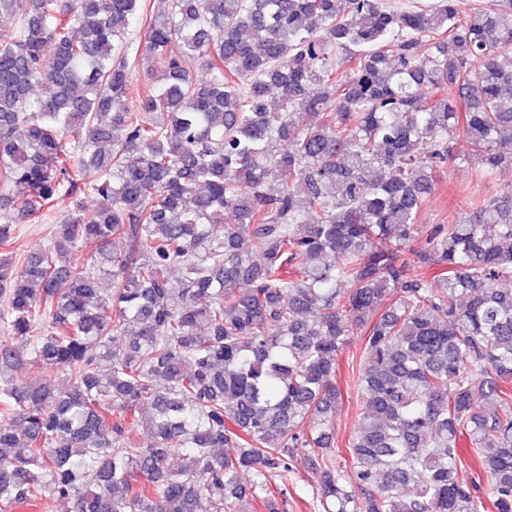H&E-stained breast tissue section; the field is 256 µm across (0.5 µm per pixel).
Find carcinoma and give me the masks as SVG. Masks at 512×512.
<instances>
[{
	"label": "carcinoma",
	"instance_id": "carcinoma-1",
	"mask_svg": "<svg viewBox=\"0 0 512 512\" xmlns=\"http://www.w3.org/2000/svg\"><path fill=\"white\" fill-rule=\"evenodd\" d=\"M168 2L0 0V248L53 224L0 259V512H243L299 452L324 512H512V187L421 223L456 133L512 166V0ZM52 225L40 223L18 225L16 242L9 250V252H14L13 256L16 258V263H20L28 254L40 250L47 244ZM362 346L363 336L360 335L359 331L358 333L355 332L354 336L351 337L350 344L340 355L338 361L339 372L337 375V384L342 391L344 404L342 410L336 417L334 448H336V451L339 448L340 454L343 455L345 454L344 446L353 431L356 412L360 404L356 388L358 365L356 366L355 360L359 359ZM352 365H354V368H352ZM13 376L28 382H41L45 379L59 381L62 374L56 369L45 364H34L28 360H23L21 366L13 372Z\"/></svg>",
	"mask_w": 512,
	"mask_h": 512
}]
</instances>
